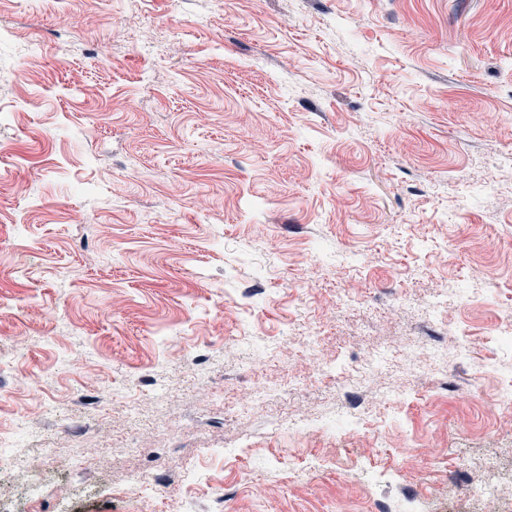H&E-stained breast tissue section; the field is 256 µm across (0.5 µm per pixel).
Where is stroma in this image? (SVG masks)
Returning <instances> with one entry per match:
<instances>
[{
    "label": "stroma",
    "mask_w": 512,
    "mask_h": 512,
    "mask_svg": "<svg viewBox=\"0 0 512 512\" xmlns=\"http://www.w3.org/2000/svg\"><path fill=\"white\" fill-rule=\"evenodd\" d=\"M0 29V394L41 377L59 449L34 501L0 467V512H478L512 478V0H0Z\"/></svg>",
    "instance_id": "stroma-1"
}]
</instances>
